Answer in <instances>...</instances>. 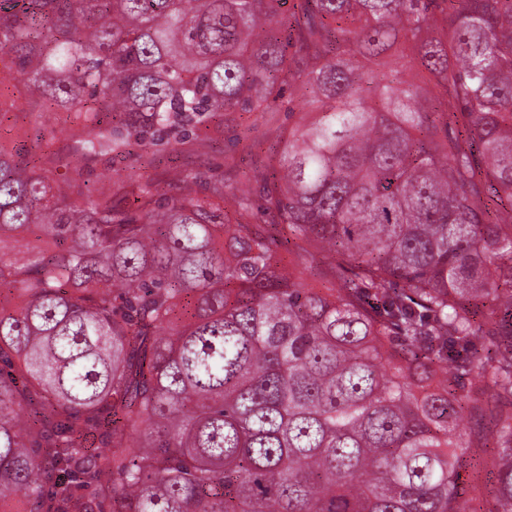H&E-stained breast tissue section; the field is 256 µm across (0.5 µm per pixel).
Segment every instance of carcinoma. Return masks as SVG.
I'll return each mask as SVG.
<instances>
[{"instance_id": "obj_1", "label": "carcinoma", "mask_w": 512, "mask_h": 512, "mask_svg": "<svg viewBox=\"0 0 512 512\" xmlns=\"http://www.w3.org/2000/svg\"><path fill=\"white\" fill-rule=\"evenodd\" d=\"M0 56L82 125L0 147V503L470 512L467 411L512 512V0H0ZM230 112L294 117L255 189L86 177ZM313 252V250H311ZM314 258L304 255L295 247L290 246L281 249L279 259L286 268H293L298 276L311 288L323 289L331 288L329 279L320 275L315 268L322 266L324 260L322 256L314 253Z\"/></svg>"}]
</instances>
